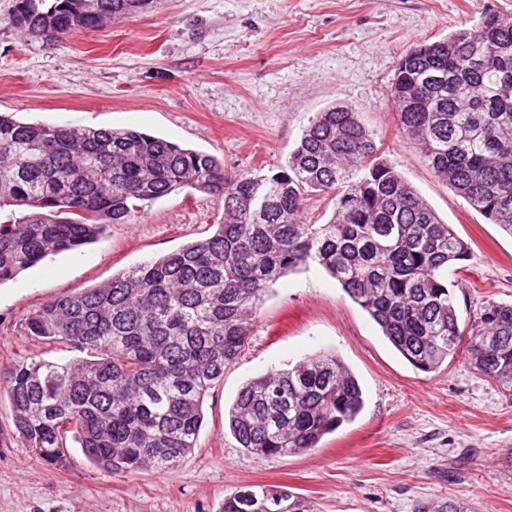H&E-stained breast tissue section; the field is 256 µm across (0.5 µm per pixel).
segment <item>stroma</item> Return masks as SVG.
<instances>
[{
    "label": "stroma",
    "mask_w": 512,
    "mask_h": 512,
    "mask_svg": "<svg viewBox=\"0 0 512 512\" xmlns=\"http://www.w3.org/2000/svg\"><path fill=\"white\" fill-rule=\"evenodd\" d=\"M17 0H0V113L24 122L136 128L245 172L287 160L317 112L359 108L384 158L468 243L455 287L460 322L486 299L512 302V236L436 177L400 132L392 82L400 57L475 24L512 0H151L142 12L63 40L24 34ZM219 199L162 198L78 252L46 257L0 285V371L20 355L60 362L64 344L22 333L29 313L61 295L211 235ZM336 351L365 398L356 420L296 456L262 458L231 436L242 385L274 367ZM198 446L174 472L107 474L73 448L44 464L13 425L0 386V512H219L245 484L292 487L316 512H416L438 500L512 512V400L462 356L415 370L321 267L279 279L240 355L203 405Z\"/></svg>",
    "instance_id": "stroma-1"
}]
</instances>
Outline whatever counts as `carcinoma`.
Listing matches in <instances>:
<instances>
[{"label": "carcinoma", "instance_id": "cac0c4a2", "mask_svg": "<svg viewBox=\"0 0 512 512\" xmlns=\"http://www.w3.org/2000/svg\"><path fill=\"white\" fill-rule=\"evenodd\" d=\"M150 0H18L27 34L60 40L142 11ZM399 125L435 176L512 236V22L411 47L392 83ZM184 190L224 202L210 236L133 266L27 315L23 334L82 353L22 355L0 373L13 424L48 466L68 441L108 473L172 472L197 448L202 406L247 342L270 287L325 269L413 367L460 353L512 401V304L487 300L460 325L448 271H469L468 244L380 154L353 108L317 114L284 166L232 173L204 151L140 130L26 123L0 113V284L50 254L95 242L149 204ZM330 193L332 218L302 219ZM358 379L334 351L248 380L228 412L246 452L312 451L363 408ZM221 512H314L286 485L247 484ZM420 512H470L438 501Z\"/></svg>", "mask_w": 512, "mask_h": 512}]
</instances>
